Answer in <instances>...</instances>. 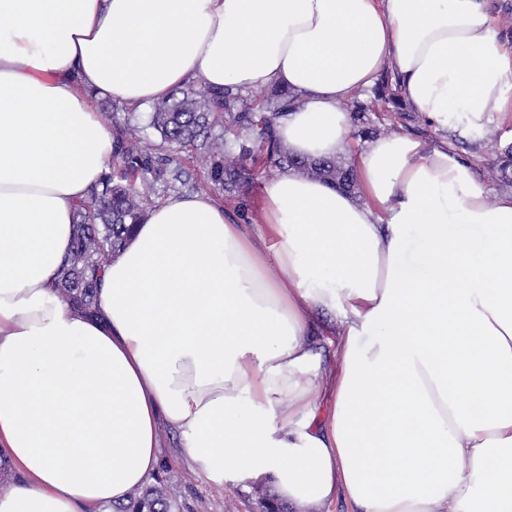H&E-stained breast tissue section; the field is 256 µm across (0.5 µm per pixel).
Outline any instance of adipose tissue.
I'll use <instances>...</instances> for the list:
<instances>
[{
    "label": "adipose tissue",
    "mask_w": 512,
    "mask_h": 512,
    "mask_svg": "<svg viewBox=\"0 0 512 512\" xmlns=\"http://www.w3.org/2000/svg\"><path fill=\"white\" fill-rule=\"evenodd\" d=\"M386 70L435 130L478 141L512 112L489 0H0V512L128 502L165 427L200 477L307 512H512V192L444 140L353 151L347 105ZM190 82L292 89L279 141L352 154L358 189L279 171L258 224L173 197L83 317L55 286L112 158L96 102Z\"/></svg>",
    "instance_id": "1"
}]
</instances>
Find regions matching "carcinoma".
<instances>
[{
  "label": "carcinoma",
  "mask_w": 512,
  "mask_h": 512,
  "mask_svg": "<svg viewBox=\"0 0 512 512\" xmlns=\"http://www.w3.org/2000/svg\"><path fill=\"white\" fill-rule=\"evenodd\" d=\"M397 87L396 77L384 73L373 95L390 105L388 120L407 128L417 116L400 103ZM296 101L297 95L288 88L276 87L257 100L232 87L215 91L192 83L155 103L146 116L125 112L119 102H112L106 119L112 124L117 165L104 172L75 210L73 238L58 284L61 298L83 316L98 314L102 271L141 223L158 187L177 194L199 189L232 193L246 179L243 162L261 160L353 190V168L335 159L295 158L283 150L276 127ZM146 127L159 134L160 144L143 141ZM183 148L205 174L203 180H194L186 171L180 155ZM174 510L176 505L160 480L133 492L129 504L112 506V512Z\"/></svg>",
  "instance_id": "1"
}]
</instances>
